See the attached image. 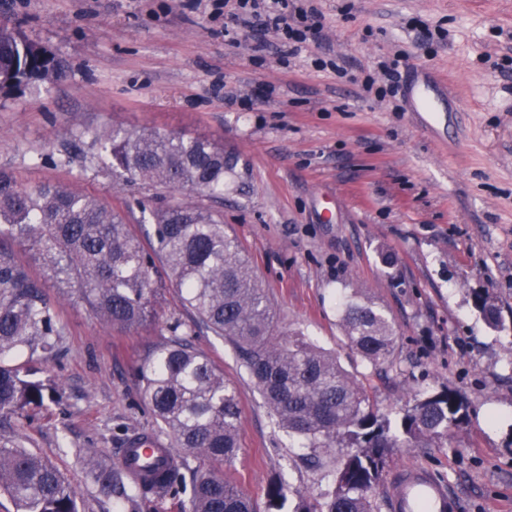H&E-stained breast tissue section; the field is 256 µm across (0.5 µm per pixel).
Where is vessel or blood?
<instances>
[{
  "instance_id": "obj_1",
  "label": "vessel or blood",
  "mask_w": 512,
  "mask_h": 512,
  "mask_svg": "<svg viewBox=\"0 0 512 512\" xmlns=\"http://www.w3.org/2000/svg\"><path fill=\"white\" fill-rule=\"evenodd\" d=\"M128 464L123 471L131 484H140L145 474L141 470L139 458L154 459L158 470L171 471L177 458L172 449L152 445L151 448L137 447L128 443L121 452ZM391 512H459L458 498L446 484L436 480L420 466H405L398 470L389 486Z\"/></svg>"
}]
</instances>
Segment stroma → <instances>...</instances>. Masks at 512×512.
I'll use <instances>...</instances> for the list:
<instances>
[{"instance_id": "35a3bbf8", "label": "stroma", "mask_w": 512, "mask_h": 512, "mask_svg": "<svg viewBox=\"0 0 512 512\" xmlns=\"http://www.w3.org/2000/svg\"><path fill=\"white\" fill-rule=\"evenodd\" d=\"M323 28L282 59L274 32L225 37L211 0H0V22L54 53L65 77L53 86L0 93V170L19 185L54 182L98 197L139 230L144 210L193 203L216 212L250 257L283 329H300L337 352L374 409L400 416L449 387L469 418L447 443L394 448L385 478L422 466L461 502L460 512H512V0H313ZM426 22L418 47L405 29ZM377 74L402 52L454 99L428 127L404 93H364L324 52ZM153 129L222 144L224 196L136 182L116 185L101 136ZM383 309L397 329L390 360L372 370L338 324L350 293ZM63 332L56 355L23 353L38 378L60 384L47 410L0 415V443L48 458L77 492L79 512H184L181 499L100 493L87 456L114 466L129 437L156 431L136 368L166 342L169 323L236 388L241 451L226 478L265 512L267 485L285 478L317 500L329 469L279 430L222 337L169 291L157 323L106 326L48 282ZM489 295L501 328L475 303Z\"/></svg>"}]
</instances>
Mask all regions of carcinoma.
Wrapping results in <instances>:
<instances>
[{
  "instance_id": "cac0c4a2",
  "label": "carcinoma",
  "mask_w": 512,
  "mask_h": 512,
  "mask_svg": "<svg viewBox=\"0 0 512 512\" xmlns=\"http://www.w3.org/2000/svg\"><path fill=\"white\" fill-rule=\"evenodd\" d=\"M62 78L50 51L0 22V91L22 92ZM103 148L122 182L224 196V148L207 139L114 128ZM151 220L153 244L147 250L124 217L101 200L62 184L21 187L0 171V414L44 407L57 397L55 383L34 380L14 363L25 350L52 355L61 341L43 285L16 258L15 244L26 243L64 293L119 330L156 320L165 293L177 289L195 313L196 327L232 345L275 424L310 450L315 466L324 465L331 449H341L327 500L321 504L297 491L291 512H380L388 450L441 443L467 422L466 398L449 388L425 395L398 419L374 412L366 389L335 354L301 331L276 329L251 261L220 219L186 203L155 209ZM158 261L167 269L164 277ZM476 304L489 326L499 325V308L488 296H477ZM180 327L168 325L172 337L140 362L137 376L159 433L213 468L196 474L186 489L178 482L180 460L138 491L173 497L187 492L188 512H257L248 494L224 477V467L240 451L235 388ZM340 327L351 350L372 367L390 360L395 325L371 303L349 296ZM86 465L100 492L111 494L113 473L92 457ZM0 493L11 499L15 512H78L77 492L58 469L15 444H0ZM289 493L284 478L270 483L267 512H284Z\"/></svg>"
}]
</instances>
